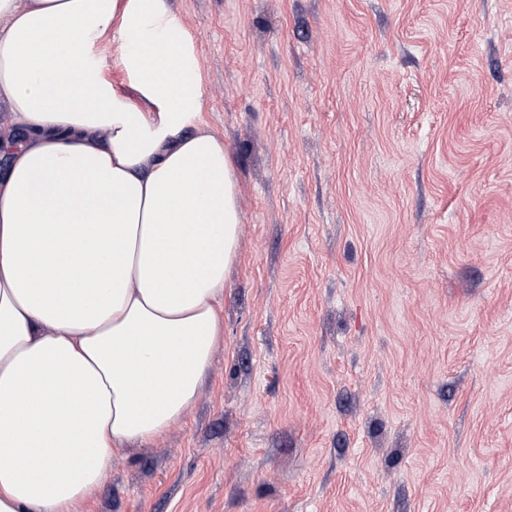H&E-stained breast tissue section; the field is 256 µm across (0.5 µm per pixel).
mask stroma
Instances as JSON below:
<instances>
[{
    "label": "stroma",
    "mask_w": 512,
    "mask_h": 512,
    "mask_svg": "<svg viewBox=\"0 0 512 512\" xmlns=\"http://www.w3.org/2000/svg\"><path fill=\"white\" fill-rule=\"evenodd\" d=\"M235 165L224 343L79 512H512V0H168Z\"/></svg>",
    "instance_id": "1"
}]
</instances>
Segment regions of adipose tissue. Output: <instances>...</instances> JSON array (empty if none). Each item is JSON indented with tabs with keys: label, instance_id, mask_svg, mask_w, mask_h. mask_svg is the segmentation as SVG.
Wrapping results in <instances>:
<instances>
[{
	"label": "adipose tissue",
	"instance_id": "ef3b65f1",
	"mask_svg": "<svg viewBox=\"0 0 512 512\" xmlns=\"http://www.w3.org/2000/svg\"><path fill=\"white\" fill-rule=\"evenodd\" d=\"M113 43L137 94L103 74ZM0 512H77L196 401L241 210L166 0H0Z\"/></svg>",
	"mask_w": 512,
	"mask_h": 512
}]
</instances>
